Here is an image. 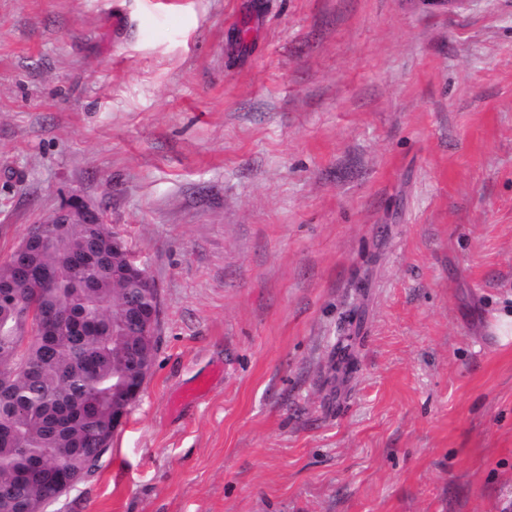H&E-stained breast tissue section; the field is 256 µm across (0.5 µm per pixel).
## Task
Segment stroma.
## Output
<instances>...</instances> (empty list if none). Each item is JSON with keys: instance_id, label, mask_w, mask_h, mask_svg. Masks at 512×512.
Here are the masks:
<instances>
[{"instance_id": "35a3bbf8", "label": "stroma", "mask_w": 512, "mask_h": 512, "mask_svg": "<svg viewBox=\"0 0 512 512\" xmlns=\"http://www.w3.org/2000/svg\"><path fill=\"white\" fill-rule=\"evenodd\" d=\"M75 197L161 313L46 512H512V0H0V262Z\"/></svg>"}]
</instances>
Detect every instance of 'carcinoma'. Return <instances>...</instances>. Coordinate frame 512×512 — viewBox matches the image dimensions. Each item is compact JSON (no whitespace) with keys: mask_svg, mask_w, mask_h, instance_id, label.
Listing matches in <instances>:
<instances>
[{"mask_svg":"<svg viewBox=\"0 0 512 512\" xmlns=\"http://www.w3.org/2000/svg\"><path fill=\"white\" fill-rule=\"evenodd\" d=\"M45 249L32 263L37 279L20 280L9 262L0 264V285L39 309L69 310L77 321L49 323L48 335L32 338L33 327L13 306L0 301V376L12 380L11 400L0 404V512H36L48 493L44 475L85 473L97 466L99 451L112 439V412L126 407L124 390L139 385L138 345L152 354L150 336H114L127 298L149 305L152 295L130 287L124 263L113 260L112 240L104 256L79 269L69 283L57 280L69 257L84 250L85 224H70L58 237V225H40ZM91 279L94 288L76 281Z\"/></svg>","mask_w":512,"mask_h":512,"instance_id":"carcinoma-1","label":"carcinoma"}]
</instances>
